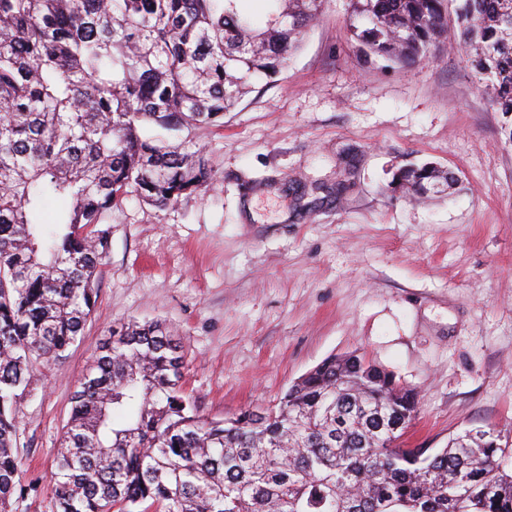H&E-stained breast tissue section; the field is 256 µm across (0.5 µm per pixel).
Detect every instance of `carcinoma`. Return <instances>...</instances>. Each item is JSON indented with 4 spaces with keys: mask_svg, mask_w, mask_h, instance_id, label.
I'll return each mask as SVG.
<instances>
[{
    "mask_svg": "<svg viewBox=\"0 0 512 512\" xmlns=\"http://www.w3.org/2000/svg\"><path fill=\"white\" fill-rule=\"evenodd\" d=\"M0 0V512L24 493L17 402L34 364L81 336L131 194L163 208L211 177L203 156L145 126H219L254 82H273L324 0ZM355 51L410 70L445 39L449 0H348ZM457 44L492 106L512 112V0H455ZM427 197L454 185L398 170ZM63 200L54 223L42 212ZM180 341L160 320L112 330L72 395L57 449L55 512H512V474L489 432L433 453L394 443L418 396L363 356L330 357L272 408L205 418Z\"/></svg>",
    "mask_w": 512,
    "mask_h": 512,
    "instance_id": "cac0c4a2",
    "label": "carcinoma"
}]
</instances>
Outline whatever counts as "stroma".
<instances>
[{
    "label": "stroma",
    "mask_w": 512,
    "mask_h": 512,
    "mask_svg": "<svg viewBox=\"0 0 512 512\" xmlns=\"http://www.w3.org/2000/svg\"><path fill=\"white\" fill-rule=\"evenodd\" d=\"M347 17L348 0H326L278 80L256 83L222 126L148 129L199 147L211 178L162 209L133 195L113 209L84 336L17 402L29 492L13 512H54L71 397L131 320L180 338L205 417L274 406L355 352L418 391L406 446L490 430L512 469V114L477 86L456 21L405 71L354 52ZM424 163L452 173L450 194L391 189Z\"/></svg>",
    "instance_id": "35a3bbf8"
}]
</instances>
